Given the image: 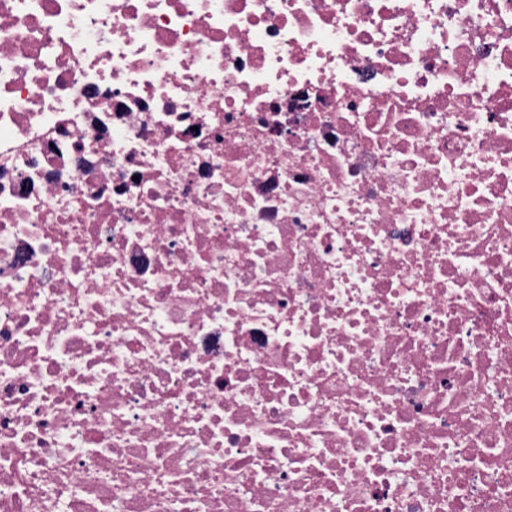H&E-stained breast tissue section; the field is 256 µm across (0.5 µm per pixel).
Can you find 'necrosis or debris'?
Wrapping results in <instances>:
<instances>
[{"label": "necrosis or debris", "instance_id": "1", "mask_svg": "<svg viewBox=\"0 0 512 512\" xmlns=\"http://www.w3.org/2000/svg\"><path fill=\"white\" fill-rule=\"evenodd\" d=\"M0 512H512V0H0Z\"/></svg>", "mask_w": 512, "mask_h": 512}]
</instances>
